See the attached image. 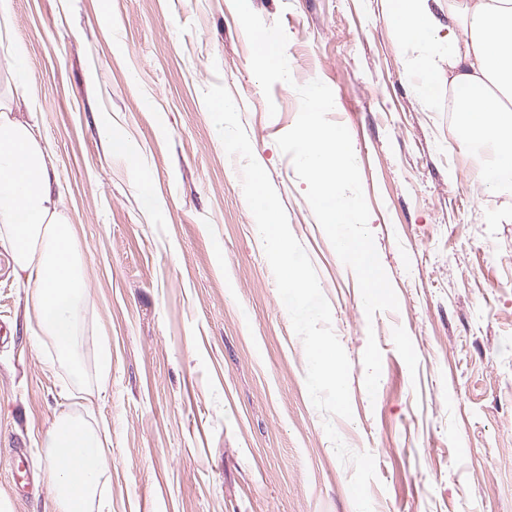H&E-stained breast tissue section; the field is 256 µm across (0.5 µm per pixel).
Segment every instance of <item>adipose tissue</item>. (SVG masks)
<instances>
[{
  "label": "adipose tissue",
  "instance_id": "ef3b65f1",
  "mask_svg": "<svg viewBox=\"0 0 512 512\" xmlns=\"http://www.w3.org/2000/svg\"><path fill=\"white\" fill-rule=\"evenodd\" d=\"M392 15L403 37L428 40L437 31L427 0H393ZM447 31L448 85L469 140L491 153L478 178L489 188L511 185L512 0H448ZM12 71L14 104L0 111V241L27 286L26 315L36 339L68 352L85 300L83 264L38 109L26 90L21 53H14ZM41 436L60 512H86L112 485L100 428L66 414Z\"/></svg>",
  "mask_w": 512,
  "mask_h": 512
}]
</instances>
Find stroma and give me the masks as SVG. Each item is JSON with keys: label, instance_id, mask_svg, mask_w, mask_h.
Masks as SVG:
<instances>
[{"label": "stroma", "instance_id": "stroma-1", "mask_svg": "<svg viewBox=\"0 0 512 512\" xmlns=\"http://www.w3.org/2000/svg\"><path fill=\"white\" fill-rule=\"evenodd\" d=\"M248 3L288 37L293 81L268 95L232 0H7L0 94L19 49L86 288L76 377L51 344L35 345L0 243V497L11 512H57L40 433L78 413L107 428L112 512H356L353 467L309 397L242 161L204 103L220 83L331 308L353 412L332 424L375 460L373 512H512V187L479 182L485 159L448 115L438 42L403 39L390 0ZM428 58L437 90L426 99ZM315 79L351 135L398 310L366 315L277 145L299 114L296 86ZM113 139L126 152H108ZM146 179L151 209L138 195Z\"/></svg>", "mask_w": 512, "mask_h": 512}]
</instances>
